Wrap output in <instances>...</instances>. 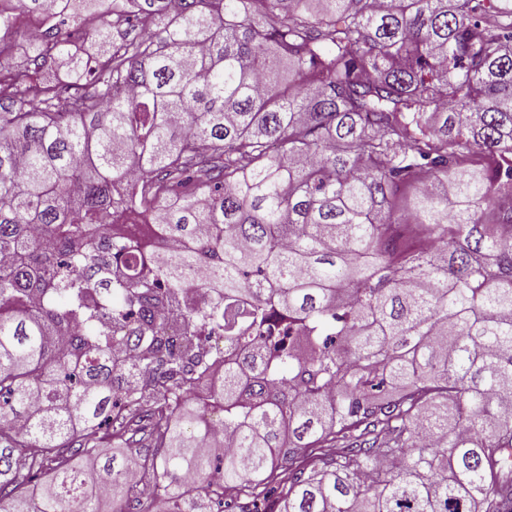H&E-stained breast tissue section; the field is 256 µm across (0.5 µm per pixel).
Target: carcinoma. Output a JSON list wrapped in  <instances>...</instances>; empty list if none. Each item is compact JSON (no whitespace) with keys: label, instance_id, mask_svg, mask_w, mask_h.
Here are the masks:
<instances>
[{"label":"carcinoma","instance_id":"cac0c4a2","mask_svg":"<svg viewBox=\"0 0 512 512\" xmlns=\"http://www.w3.org/2000/svg\"><path fill=\"white\" fill-rule=\"evenodd\" d=\"M57 5L0 3V512H512V0Z\"/></svg>","mask_w":512,"mask_h":512}]
</instances>
